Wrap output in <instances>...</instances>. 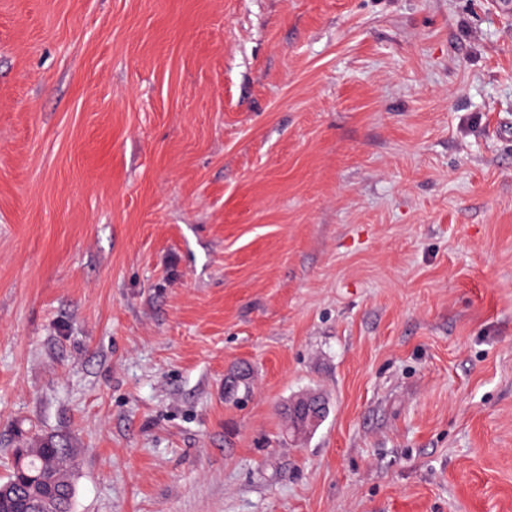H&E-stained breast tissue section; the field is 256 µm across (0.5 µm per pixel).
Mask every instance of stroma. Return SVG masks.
Wrapping results in <instances>:
<instances>
[{
    "label": "stroma",
    "mask_w": 512,
    "mask_h": 512,
    "mask_svg": "<svg viewBox=\"0 0 512 512\" xmlns=\"http://www.w3.org/2000/svg\"><path fill=\"white\" fill-rule=\"evenodd\" d=\"M51 434L73 512H512V0H0V477Z\"/></svg>",
    "instance_id": "1"
}]
</instances>
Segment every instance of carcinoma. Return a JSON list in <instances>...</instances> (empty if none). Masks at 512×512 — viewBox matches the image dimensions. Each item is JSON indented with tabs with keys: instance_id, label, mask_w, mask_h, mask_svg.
Here are the masks:
<instances>
[{
	"instance_id": "obj_1",
	"label": "carcinoma",
	"mask_w": 512,
	"mask_h": 512,
	"mask_svg": "<svg viewBox=\"0 0 512 512\" xmlns=\"http://www.w3.org/2000/svg\"><path fill=\"white\" fill-rule=\"evenodd\" d=\"M0 481V512H72L73 451L59 436L26 442Z\"/></svg>"
}]
</instances>
